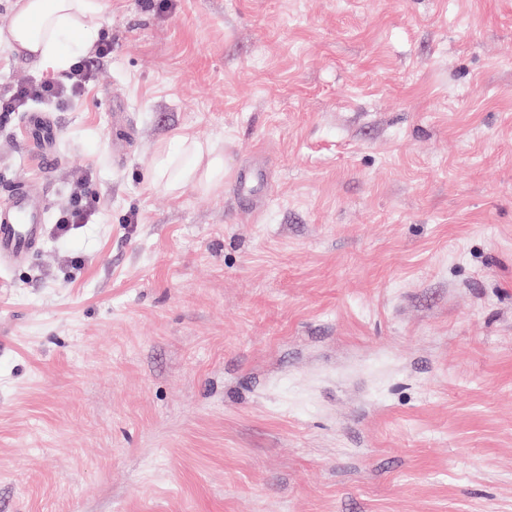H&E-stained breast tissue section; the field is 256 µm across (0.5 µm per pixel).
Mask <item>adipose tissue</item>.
I'll use <instances>...</instances> for the list:
<instances>
[{
	"label": "adipose tissue",
	"instance_id": "obj_1",
	"mask_svg": "<svg viewBox=\"0 0 512 512\" xmlns=\"http://www.w3.org/2000/svg\"><path fill=\"white\" fill-rule=\"evenodd\" d=\"M108 7L109 0H16L13 21L0 31V43L44 68L63 71L97 42ZM223 181L222 156L211 144L187 137L174 138L162 149L154 171L155 186L174 196L187 185L210 190Z\"/></svg>",
	"mask_w": 512,
	"mask_h": 512
}]
</instances>
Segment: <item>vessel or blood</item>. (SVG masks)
I'll return each mask as SVG.
<instances>
[{"label":"vessel or blood","mask_w":512,"mask_h":512,"mask_svg":"<svg viewBox=\"0 0 512 512\" xmlns=\"http://www.w3.org/2000/svg\"><path fill=\"white\" fill-rule=\"evenodd\" d=\"M45 220L41 191L15 178L11 196L0 205V262L25 259L38 249Z\"/></svg>","instance_id":"b4317fda"}]
</instances>
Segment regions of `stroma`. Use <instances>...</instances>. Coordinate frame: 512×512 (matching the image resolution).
I'll return each instance as SVG.
<instances>
[{
  "label": "stroma",
  "instance_id": "35a3bbf8",
  "mask_svg": "<svg viewBox=\"0 0 512 512\" xmlns=\"http://www.w3.org/2000/svg\"><path fill=\"white\" fill-rule=\"evenodd\" d=\"M100 38L0 112V198L37 116L50 215L98 199L0 269V512H512V0H112ZM52 75L0 45V93ZM178 136L221 188L152 185ZM111 53V43H100L95 47L92 56L79 58L72 64L65 81L43 79L12 87L0 97L1 112H14L15 109L35 101L59 105L70 100L91 81L94 63ZM77 192L74 194L70 207L57 218L55 224L60 234H66L70 224H86L93 203L96 201V193L92 188L88 176L78 171L75 174Z\"/></svg>",
  "mask_w": 512,
  "mask_h": 512
}]
</instances>
